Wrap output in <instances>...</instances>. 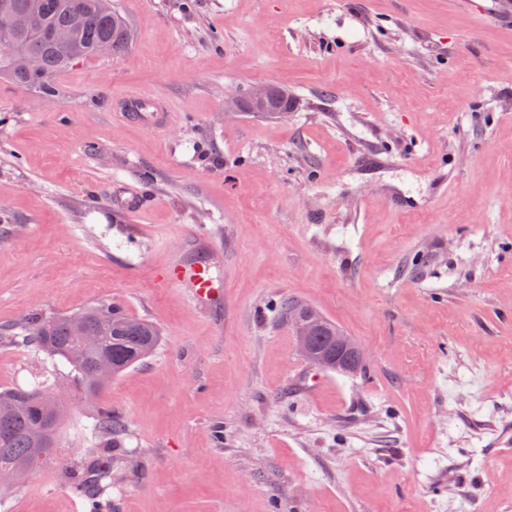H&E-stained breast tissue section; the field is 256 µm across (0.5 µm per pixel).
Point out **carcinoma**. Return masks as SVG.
Masks as SVG:
<instances>
[{
    "label": "carcinoma",
    "instance_id": "obj_1",
    "mask_svg": "<svg viewBox=\"0 0 512 512\" xmlns=\"http://www.w3.org/2000/svg\"><path fill=\"white\" fill-rule=\"evenodd\" d=\"M46 18V29L73 28L77 36L70 47L56 46L49 35L28 36L23 31L0 34V73L8 74L19 86L45 97L56 93L53 77L72 63L97 56L107 43L112 55L128 50L130 31L116 12L99 8L98 0H38ZM85 330L100 337L97 348L87 350L75 336L72 317L44 319L28 317L19 323L23 343L64 359L72 367L73 380L87 394L99 393L107 382L98 377L103 360L112 362L117 377L142 362L160 344L158 329L150 322L128 315L112 302L90 305L77 312ZM54 400L39 387L20 386L0 391V471L14 470L23 477L46 462L54 449L38 451L43 439L42 421L52 411ZM105 448L117 447L123 425L112 408L98 410L93 428Z\"/></svg>",
    "mask_w": 512,
    "mask_h": 512
}]
</instances>
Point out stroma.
Here are the masks:
<instances>
[{
    "instance_id": "obj_1",
    "label": "stroma",
    "mask_w": 512,
    "mask_h": 512,
    "mask_svg": "<svg viewBox=\"0 0 512 512\" xmlns=\"http://www.w3.org/2000/svg\"><path fill=\"white\" fill-rule=\"evenodd\" d=\"M484 2L112 0L124 55L49 100L0 74V329L110 300L162 336L93 399L0 336V389L67 402L58 461L0 512H89L69 489L102 405L109 512H512V27ZM256 83L287 113L242 111ZM128 91L174 122L115 123ZM197 227L209 309L154 280ZM288 297L365 371L312 366ZM94 434L104 440V447L112 452L116 448L119 437L123 433V425L112 415L110 407H101L98 410L93 428Z\"/></svg>"
}]
</instances>
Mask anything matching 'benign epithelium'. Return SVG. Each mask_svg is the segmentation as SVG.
<instances>
[{"mask_svg":"<svg viewBox=\"0 0 512 512\" xmlns=\"http://www.w3.org/2000/svg\"><path fill=\"white\" fill-rule=\"evenodd\" d=\"M43 27L44 18L37 8L31 7L21 16L11 8L9 0H0L1 34H10L19 28L29 33H38ZM278 95L279 91L270 84H255L247 89L245 103L253 112H264ZM291 324L298 335L301 352L310 355L316 367L342 373H356L364 368V350L359 346L349 347L345 334L339 329L336 335L330 337L336 344V355L314 348V333L322 328V319L317 314L303 317L296 312L292 315Z\"/></svg>","mask_w":512,"mask_h":512,"instance_id":"obj_1","label":"benign epithelium"}]
</instances>
